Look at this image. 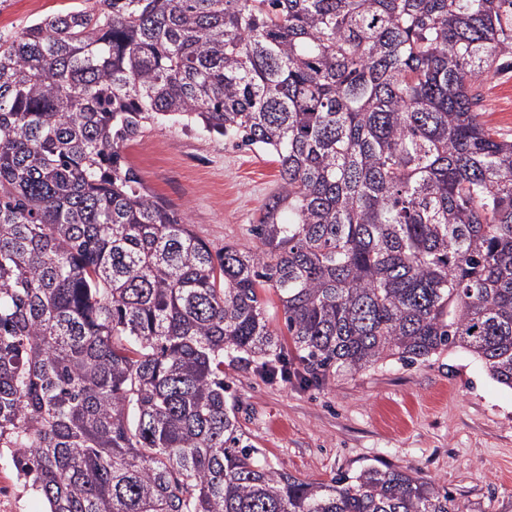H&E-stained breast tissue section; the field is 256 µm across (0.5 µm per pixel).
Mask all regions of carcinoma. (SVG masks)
Listing matches in <instances>:
<instances>
[{"label":"carcinoma","instance_id":"1","mask_svg":"<svg viewBox=\"0 0 512 512\" xmlns=\"http://www.w3.org/2000/svg\"><path fill=\"white\" fill-rule=\"evenodd\" d=\"M507 62L512 0H94L0 39V454L46 512H462L393 465L276 469L224 360L460 348L512 388ZM166 123L277 157L258 245L212 253L128 165ZM486 119L498 133L512 137V69H505L499 79L485 90ZM262 297L266 303L267 315L272 328L285 335L288 345V332L284 326L283 313L276 294L273 289H267L265 293H262Z\"/></svg>","mask_w":512,"mask_h":512}]
</instances>
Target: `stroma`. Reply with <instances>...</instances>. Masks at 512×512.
Segmentation results:
<instances>
[{
  "label": "stroma",
  "instance_id": "obj_1",
  "mask_svg": "<svg viewBox=\"0 0 512 512\" xmlns=\"http://www.w3.org/2000/svg\"><path fill=\"white\" fill-rule=\"evenodd\" d=\"M80 3L0 0V36ZM485 95L488 123L512 137V69ZM125 155L212 251L254 246L250 228L280 184L272 155L171 124L147 128ZM224 379L243 430L277 469L321 482L366 464L409 467L448 488L463 512H512V390L465 351L307 385L228 362Z\"/></svg>",
  "mask_w": 512,
  "mask_h": 512
}]
</instances>
